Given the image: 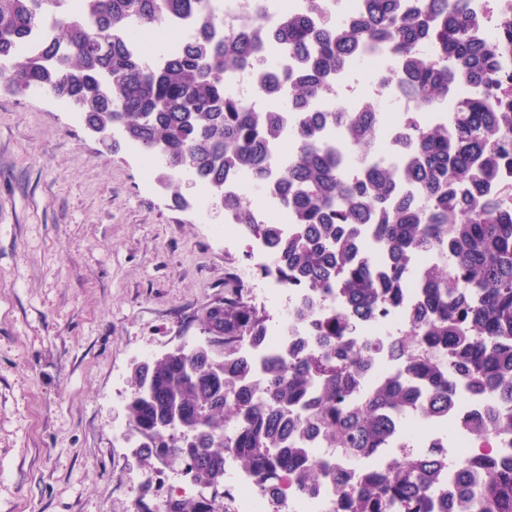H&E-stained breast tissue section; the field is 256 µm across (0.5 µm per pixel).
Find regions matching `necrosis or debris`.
<instances>
[{
    "mask_svg": "<svg viewBox=\"0 0 512 512\" xmlns=\"http://www.w3.org/2000/svg\"><path fill=\"white\" fill-rule=\"evenodd\" d=\"M219 28L231 33L245 26L257 13L273 15L291 11L300 7V0H209ZM192 30L188 20L167 16L155 28L152 40H144L140 30L131 29L130 34L137 49H140L145 61L157 63L158 51L173 53L178 51ZM277 261L273 252L261 239L250 242L249 267L259 273L266 283L265 299L272 315V328L263 344L252 346L243 343L244 355L262 361L270 355L279 353L288 343L306 335V326L296 324L295 309L303 300L300 290L285 288L276 272ZM419 293L415 281L405 284L403 301L391 308L377 313L371 320L362 322L352 335L353 343L362 345L388 336L406 337L409 332V310ZM457 409L451 417L454 425V446L445 449V440L438 424L424 420L422 415H414L405 426L406 448L398 449L396 454L381 453L373 457L376 467L387 466L393 456L418 457L427 453L432 447H443V457L448 470H455L464 464L467 458L479 448L480 442L467 424L469 418L481 414L490 399L476 395L467 389L457 392ZM223 503L226 512H271L270 503L261 488L250 478L241 475L233 461L224 464ZM281 512H332L338 492L337 486L324 484L317 495L301 493L295 486L293 478H286L279 486Z\"/></svg>",
    "mask_w": 512,
    "mask_h": 512,
    "instance_id": "necrosis-or-debris-1",
    "label": "necrosis or debris"
}]
</instances>
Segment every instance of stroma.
I'll return each instance as SVG.
<instances>
[{
  "instance_id": "35a3bbf8",
  "label": "stroma",
  "mask_w": 512,
  "mask_h": 512,
  "mask_svg": "<svg viewBox=\"0 0 512 512\" xmlns=\"http://www.w3.org/2000/svg\"><path fill=\"white\" fill-rule=\"evenodd\" d=\"M143 184L142 160L49 95L0 87V512H131L145 499L120 398L141 350L204 339L246 241Z\"/></svg>"
}]
</instances>
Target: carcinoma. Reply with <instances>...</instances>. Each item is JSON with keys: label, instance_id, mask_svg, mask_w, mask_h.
<instances>
[{"label": "carcinoma", "instance_id": "carcinoma-1", "mask_svg": "<svg viewBox=\"0 0 512 512\" xmlns=\"http://www.w3.org/2000/svg\"><path fill=\"white\" fill-rule=\"evenodd\" d=\"M55 0H0V59L18 63L5 77L14 88L48 90L81 106L93 124L123 120L129 142L148 154L164 149L171 199L187 207L178 175L214 189L247 175L291 212L295 230L262 223L248 200L224 194L235 223L272 248L280 279L319 298L336 294L341 312L299 311L321 350L294 345L257 364L239 354L245 340L267 335L266 316L238 291L205 317L207 333L224 337V357H155L129 376L130 423L148 440L147 456L188 462L194 483L224 486L231 454L254 482L276 490L288 473L306 491L322 481L339 486L334 512H439L429 481L441 454L402 458L388 469L363 468L359 483L336 474L398 447L403 424L423 398L424 417H448L454 377L497 408L471 422L479 434L512 432V0H360L354 16L336 22L329 0H303L299 9L261 17L225 33L208 0H80L76 12ZM166 15L192 19L195 37L150 65L130 44L128 26L156 25ZM60 40L34 57H17L45 18ZM496 24L495 39L483 33ZM292 51L298 69L288 88L256 74L259 90L275 97L250 108L224 85L261 54ZM393 61L386 82L411 95L421 111L448 106L445 119L423 125L410 115L394 129L398 158L378 165L379 112L369 102L350 112H316L314 100L336 76L372 55ZM336 126L343 140L325 134ZM291 139L288 165L273 147ZM378 247L383 259L367 254ZM423 250L435 254L412 267ZM419 282L410 335L391 347L398 365L374 383L364 380L372 349L348 341L355 326L398 304L405 280ZM164 397L140 394L145 383ZM184 434L155 432L174 407ZM336 458L316 461L311 443ZM459 512H512V458L482 468L465 464L453 478ZM164 512H217L197 499L170 500Z\"/></svg>", "mask_w": 512, "mask_h": 512}]
</instances>
